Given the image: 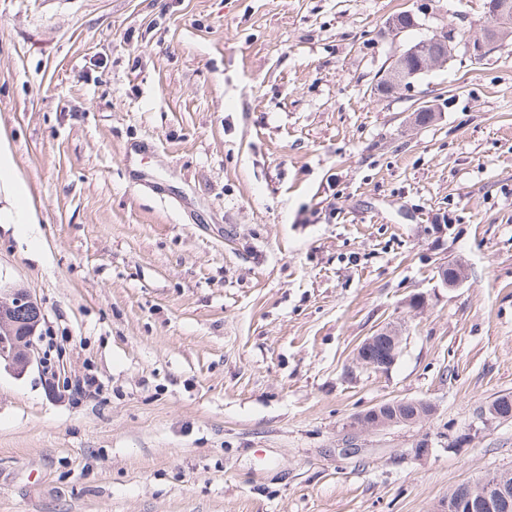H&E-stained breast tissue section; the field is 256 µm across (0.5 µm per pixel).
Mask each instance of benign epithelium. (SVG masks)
Instances as JSON below:
<instances>
[{"instance_id": "1", "label": "benign epithelium", "mask_w": 512, "mask_h": 512, "mask_svg": "<svg viewBox=\"0 0 512 512\" xmlns=\"http://www.w3.org/2000/svg\"><path fill=\"white\" fill-rule=\"evenodd\" d=\"M486 7L498 31L505 33L512 28V16L503 15L502 0H487ZM396 33L419 27L412 14H398L389 21ZM456 31L445 30L439 35L414 41L404 51L397 53L390 66L381 75L379 88L395 92L412 83L422 73L446 65L455 58ZM467 53L482 58L490 47L489 33L473 35L464 41ZM414 57L417 65L409 69L404 59ZM45 323L43 307L24 288L0 287V361L7 362L17 372L26 371L32 364L47 367L41 356L35 337L41 335ZM401 333L389 327L377 330L366 337L356 350V359L376 370L389 368L399 354ZM409 405L413 412L404 418L397 412L400 406ZM432 412L430 404L419 400H396L375 407L359 417L356 424L366 429H377L392 425H415ZM438 512H512V483L508 478H496L482 484H462L455 487L440 505Z\"/></svg>"}]
</instances>
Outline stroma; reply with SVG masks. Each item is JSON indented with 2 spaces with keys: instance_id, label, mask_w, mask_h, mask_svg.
<instances>
[{
  "instance_id": "1",
  "label": "stroma",
  "mask_w": 512,
  "mask_h": 512,
  "mask_svg": "<svg viewBox=\"0 0 512 512\" xmlns=\"http://www.w3.org/2000/svg\"><path fill=\"white\" fill-rule=\"evenodd\" d=\"M485 2L0 0L37 218L0 221V284L62 380L0 366V512H436L512 472V419L479 418L512 395V34L372 91ZM390 324L396 362L359 364ZM401 399L434 411L354 427ZM456 31L449 29L432 38L414 41L404 51L397 53L390 66L381 75L379 88L387 92H395L409 86L412 80L422 73L429 72L454 60ZM405 57H415L417 65L409 69L404 65ZM410 405L413 412L408 418L400 416L397 408L400 406ZM391 411L393 415H391ZM432 412L430 404L419 400H396L375 407L364 415L359 417L355 422L358 426L366 429H377L392 425H415ZM388 414L391 416L388 417Z\"/></svg>"
}]
</instances>
